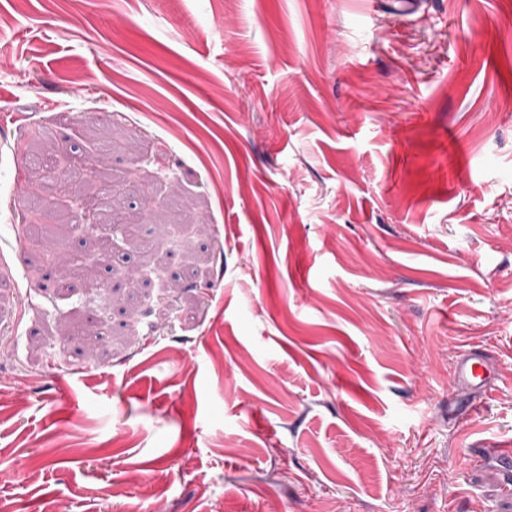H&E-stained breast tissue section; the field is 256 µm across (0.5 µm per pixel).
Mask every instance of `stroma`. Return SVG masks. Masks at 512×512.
Wrapping results in <instances>:
<instances>
[{"label": "stroma", "mask_w": 512, "mask_h": 512, "mask_svg": "<svg viewBox=\"0 0 512 512\" xmlns=\"http://www.w3.org/2000/svg\"><path fill=\"white\" fill-rule=\"evenodd\" d=\"M0 15V505L512 512V0ZM493 372L486 360L468 353L460 357L454 370L453 382L467 392L481 391L492 378Z\"/></svg>", "instance_id": "35a3bbf8"}]
</instances>
